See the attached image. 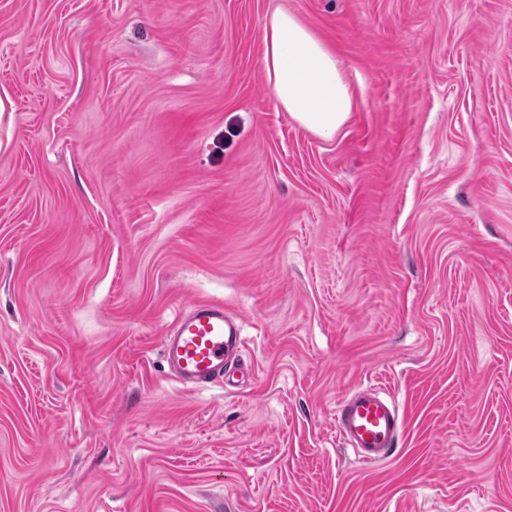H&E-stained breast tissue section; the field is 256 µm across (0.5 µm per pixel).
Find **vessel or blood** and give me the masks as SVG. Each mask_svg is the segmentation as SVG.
Instances as JSON below:
<instances>
[{"label":"vessel or blood","mask_w":512,"mask_h":512,"mask_svg":"<svg viewBox=\"0 0 512 512\" xmlns=\"http://www.w3.org/2000/svg\"><path fill=\"white\" fill-rule=\"evenodd\" d=\"M244 340L237 317L223 302L198 301L178 313L163 338L167 366L184 390L236 388L249 375L242 363ZM336 430L366 464L393 454L403 419L395 402L379 387L361 385L336 404Z\"/></svg>","instance_id":"1"}]
</instances>
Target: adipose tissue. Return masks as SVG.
Returning a JSON list of instances; mask_svg holds the SVG:
<instances>
[{"instance_id":"ef3b65f1","label":"adipose tissue","mask_w":512,"mask_h":512,"mask_svg":"<svg viewBox=\"0 0 512 512\" xmlns=\"http://www.w3.org/2000/svg\"><path fill=\"white\" fill-rule=\"evenodd\" d=\"M262 63L283 110L315 136L335 139L354 97L334 49L296 16L278 9L264 22Z\"/></svg>"}]
</instances>
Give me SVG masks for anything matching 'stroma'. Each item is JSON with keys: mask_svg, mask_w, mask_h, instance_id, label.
<instances>
[{"mask_svg": "<svg viewBox=\"0 0 512 512\" xmlns=\"http://www.w3.org/2000/svg\"><path fill=\"white\" fill-rule=\"evenodd\" d=\"M278 8L353 87L334 140L267 83ZM0 97V512H512V0H0ZM197 300L235 393L163 360ZM244 349L240 321L222 301L192 303L163 336L167 366L188 392L236 388L252 371L241 363ZM336 431L365 464H380L393 454L403 419L395 402L375 385H360L336 403Z\"/></svg>", "mask_w": 512, "mask_h": 512, "instance_id": "35a3bbf8", "label": "stroma"}]
</instances>
